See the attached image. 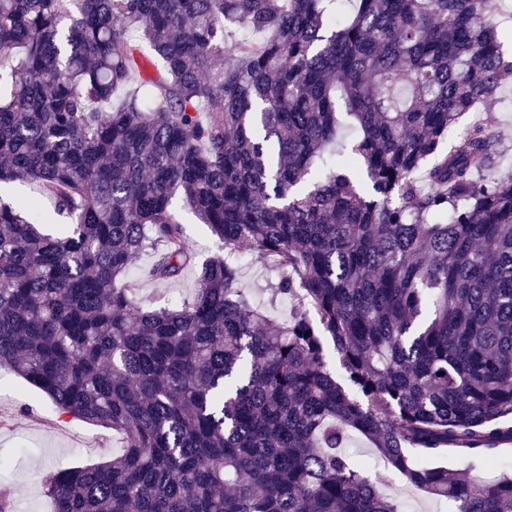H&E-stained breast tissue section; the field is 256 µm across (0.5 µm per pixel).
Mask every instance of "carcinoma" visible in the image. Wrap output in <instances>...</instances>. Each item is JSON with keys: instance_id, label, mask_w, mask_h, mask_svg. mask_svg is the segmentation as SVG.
<instances>
[{"instance_id": "obj_1", "label": "carcinoma", "mask_w": 512, "mask_h": 512, "mask_svg": "<svg viewBox=\"0 0 512 512\" xmlns=\"http://www.w3.org/2000/svg\"><path fill=\"white\" fill-rule=\"evenodd\" d=\"M339 2L0 0V188L74 218L0 196V366L126 438L48 473L54 512H401L352 433L448 512H512V476L445 464L512 461V170L480 177L483 126L446 145L512 79L500 0ZM177 194L227 256L151 308L132 259H195ZM240 283L243 288L251 290L256 297L263 302L268 315L277 322L288 319L292 308L287 300H277L275 303L269 302L268 292L265 288L271 283L276 282L277 274L268 269L264 264L253 255L247 260V264H239Z\"/></svg>"}]
</instances>
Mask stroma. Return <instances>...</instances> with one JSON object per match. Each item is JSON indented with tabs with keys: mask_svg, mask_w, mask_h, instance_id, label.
<instances>
[{
	"mask_svg": "<svg viewBox=\"0 0 512 512\" xmlns=\"http://www.w3.org/2000/svg\"><path fill=\"white\" fill-rule=\"evenodd\" d=\"M475 123L486 126L496 138L493 173L512 170V81L501 88L496 99L463 115L455 130L465 135ZM173 206L198 261L223 256V246L199 217L181 201H174ZM276 280V273L259 259L249 258L241 267L242 287L264 302L273 320L281 322L288 319L292 308L285 300L270 301L267 288ZM197 286L198 270L191 267L174 282H144L141 299L146 306L164 307L172 299L192 297ZM0 418L11 422L9 428L0 429V485L19 490L13 512H53L43 482L46 467L66 469L105 462L124 446L122 437L111 430L58 414L35 388L5 367H0ZM344 451L354 460L366 462L369 477L382 478L385 493L400 503L402 512H447L445 501L409 487L361 435L351 434Z\"/></svg>",
	"mask_w": 512,
	"mask_h": 512,
	"instance_id": "35a3bbf8",
	"label": "stroma"
}]
</instances>
